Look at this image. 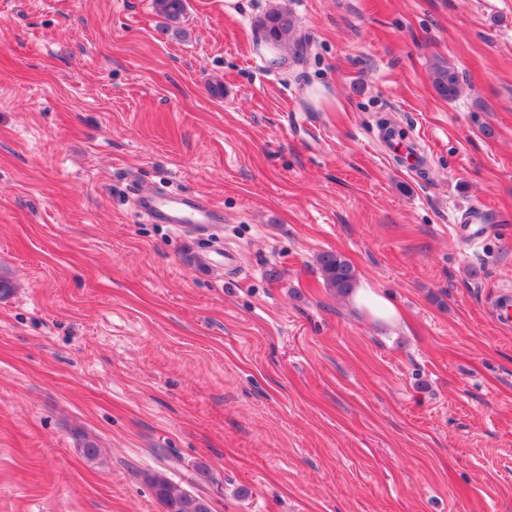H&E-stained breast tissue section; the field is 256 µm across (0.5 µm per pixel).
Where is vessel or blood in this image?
<instances>
[{"label": "vessel or blood", "mask_w": 512, "mask_h": 512, "mask_svg": "<svg viewBox=\"0 0 512 512\" xmlns=\"http://www.w3.org/2000/svg\"><path fill=\"white\" fill-rule=\"evenodd\" d=\"M138 213L156 224H172L180 228L212 227L216 205L191 194H171L163 190L141 192L136 199Z\"/></svg>", "instance_id": "vessel-or-blood-1"}]
</instances>
